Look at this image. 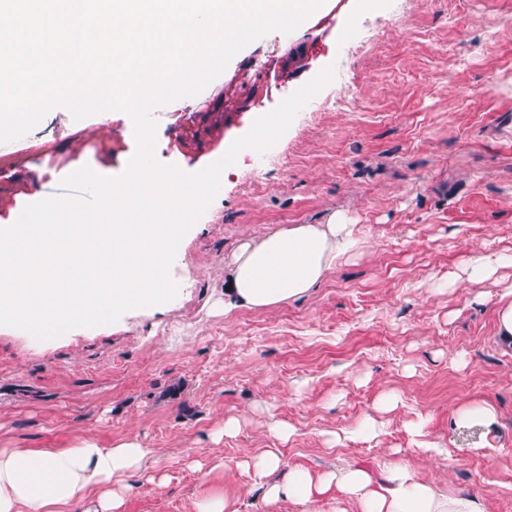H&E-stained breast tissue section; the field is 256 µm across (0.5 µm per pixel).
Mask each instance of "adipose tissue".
<instances>
[{
  "label": "adipose tissue",
  "mask_w": 512,
  "mask_h": 512,
  "mask_svg": "<svg viewBox=\"0 0 512 512\" xmlns=\"http://www.w3.org/2000/svg\"><path fill=\"white\" fill-rule=\"evenodd\" d=\"M362 241L343 216L324 224H294L259 242L240 246L227 264L224 308H265L299 298L320 283ZM148 452L135 440L110 448L92 439L71 448L0 449V512H122L128 478L147 468ZM243 468L267 478L268 505L289 502L307 508L330 498L334 512H481L479 500L417 479L402 459L389 461L382 483L349 466L312 476L282 467L269 449L244 459Z\"/></svg>",
  "instance_id": "adipose-tissue-1"
}]
</instances>
